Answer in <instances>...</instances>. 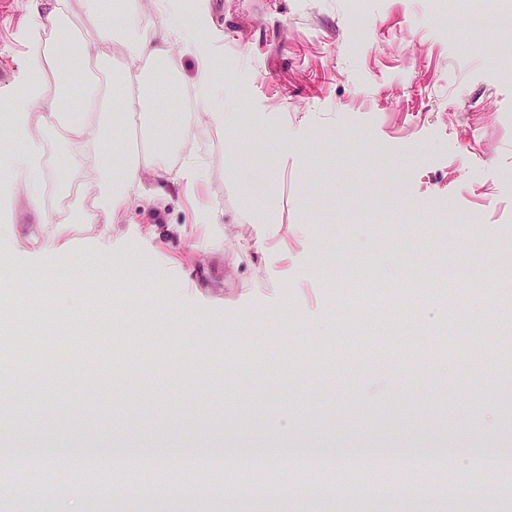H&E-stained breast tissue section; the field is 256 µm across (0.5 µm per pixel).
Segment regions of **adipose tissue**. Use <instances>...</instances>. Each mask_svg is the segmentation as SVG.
<instances>
[{"mask_svg": "<svg viewBox=\"0 0 512 512\" xmlns=\"http://www.w3.org/2000/svg\"><path fill=\"white\" fill-rule=\"evenodd\" d=\"M44 21L32 24L28 35L31 60L23 92L0 101V123L11 125L24 142L9 160L6 179L40 200L48 181H55L68 202L54 210L55 230L32 225L28 238L46 249L63 246L70 224H112L143 197L145 176L171 173L174 155L190 138V127L174 121L150 120L151 112L169 102L182 75L166 69L165 44L176 38L197 61L191 85L197 98L207 101L211 126L224 125V80L212 55L195 29L185 22L179 0H156L155 13H144L113 28L112 0H48ZM125 62L113 69L114 53ZM108 71L110 84L121 89L116 111L99 112L97 92L87 83L91 69ZM152 121L146 150L117 145L116 128ZM62 130L65 141L92 170L90 183L72 184L67 168L47 172L42 158L45 136Z\"/></svg>", "mask_w": 512, "mask_h": 512, "instance_id": "1", "label": "adipose tissue"}]
</instances>
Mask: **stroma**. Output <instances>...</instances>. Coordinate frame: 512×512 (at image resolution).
I'll list each match as a JSON object with an SVG mask.
<instances>
[{
    "label": "stroma",
    "mask_w": 512,
    "mask_h": 512,
    "mask_svg": "<svg viewBox=\"0 0 512 512\" xmlns=\"http://www.w3.org/2000/svg\"><path fill=\"white\" fill-rule=\"evenodd\" d=\"M224 76L223 128L183 113V161L147 178L145 199L107 231L69 225L60 250L24 233L0 238V342L24 328L46 348L13 365L0 408L93 390L75 428L123 443L126 406L144 443L188 448H296L350 439L386 448L494 436L511 452L512 301L499 280L459 276L436 235L498 270L512 255V59L499 34L471 28L485 0H189ZM43 0L0 8V100L29 72L26 35ZM287 148H280V141ZM353 250L394 298L386 312L338 301L328 256ZM147 275L129 278L130 265ZM56 269L45 280L44 269ZM450 284L478 323H453ZM359 319L360 336L337 337ZM392 319L402 341L380 334ZM66 322L67 336L56 333ZM150 365L147 388H110ZM263 368L262 383L252 372ZM457 456L452 495L296 490L234 500L149 494L141 512H512V491L481 497Z\"/></svg>",
    "instance_id": "obj_1"
}]
</instances>
